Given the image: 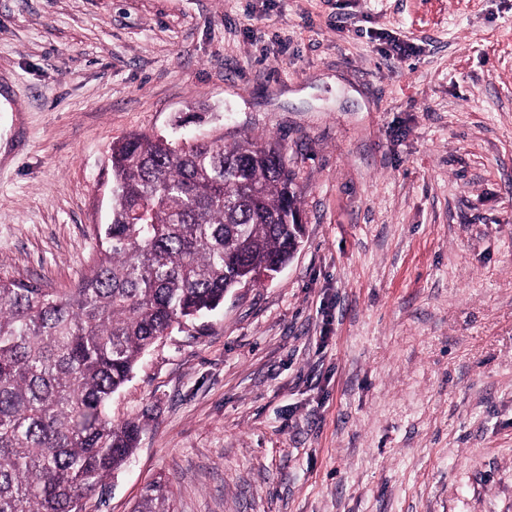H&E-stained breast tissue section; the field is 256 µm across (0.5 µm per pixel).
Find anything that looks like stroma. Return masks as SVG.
Instances as JSON below:
<instances>
[{"instance_id":"obj_1","label":"stroma","mask_w":512,"mask_h":512,"mask_svg":"<svg viewBox=\"0 0 512 512\" xmlns=\"http://www.w3.org/2000/svg\"><path fill=\"white\" fill-rule=\"evenodd\" d=\"M133 132L275 140L305 236L145 354L83 512L159 479L175 512H512V0H0V276L85 274Z\"/></svg>"}]
</instances>
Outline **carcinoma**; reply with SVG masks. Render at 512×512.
I'll return each instance as SVG.
<instances>
[{"mask_svg": "<svg viewBox=\"0 0 512 512\" xmlns=\"http://www.w3.org/2000/svg\"><path fill=\"white\" fill-rule=\"evenodd\" d=\"M112 208L88 272L64 290L0 277V512H76L125 465L140 427L112 395L176 324L288 264L304 225L280 147L245 138L112 144ZM155 481L133 512H173Z\"/></svg>", "mask_w": 512, "mask_h": 512, "instance_id": "1", "label": "carcinoma"}]
</instances>
